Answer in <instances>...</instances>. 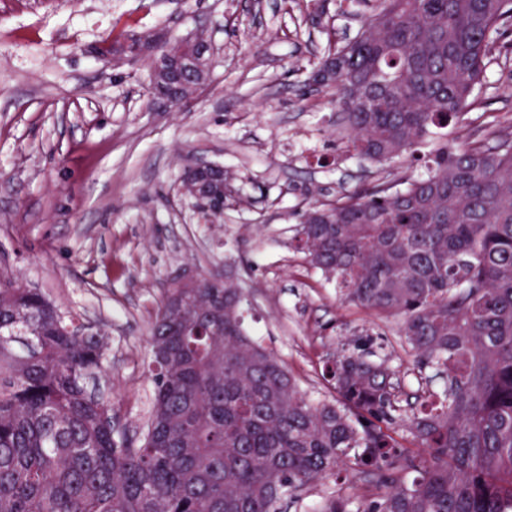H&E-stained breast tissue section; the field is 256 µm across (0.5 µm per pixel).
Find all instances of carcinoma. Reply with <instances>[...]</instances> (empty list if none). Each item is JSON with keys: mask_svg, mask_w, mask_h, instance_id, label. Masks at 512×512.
<instances>
[{"mask_svg": "<svg viewBox=\"0 0 512 512\" xmlns=\"http://www.w3.org/2000/svg\"><path fill=\"white\" fill-rule=\"evenodd\" d=\"M512 0H374L357 37L309 85L332 92L346 147L384 165L432 145L426 172L318 205L296 229L339 298L398 321L414 396L380 338L338 343L336 400L311 403L246 334L243 288L204 273L170 282L149 332L153 391L134 448L112 404L104 330L0 277V512H282L314 482L364 477L320 512H512V134L465 144ZM124 31L99 54L149 44Z\"/></svg>", "mask_w": 512, "mask_h": 512, "instance_id": "1", "label": "carcinoma"}]
</instances>
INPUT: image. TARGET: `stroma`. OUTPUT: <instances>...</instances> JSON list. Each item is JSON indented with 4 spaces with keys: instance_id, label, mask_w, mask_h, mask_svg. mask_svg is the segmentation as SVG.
<instances>
[{
    "instance_id": "stroma-1",
    "label": "stroma",
    "mask_w": 512,
    "mask_h": 512,
    "mask_svg": "<svg viewBox=\"0 0 512 512\" xmlns=\"http://www.w3.org/2000/svg\"><path fill=\"white\" fill-rule=\"evenodd\" d=\"M361 4L339 0H0V276L42 291L105 329L100 385L116 426L138 444L153 385L148 331L174 271L229 272L245 288V327L313 402L338 343L384 334L391 364L413 385L396 322L345 305L307 263L295 227L316 203L424 162L378 169L352 156L325 90L298 96L327 44L358 31ZM184 36L215 49L191 105L149 104L150 64L95 52L115 24ZM482 110L512 131V52L497 54ZM224 166L232 193L211 224L178 192L185 160ZM366 480L304 488L288 512H318L330 493L361 496Z\"/></svg>"
}]
</instances>
